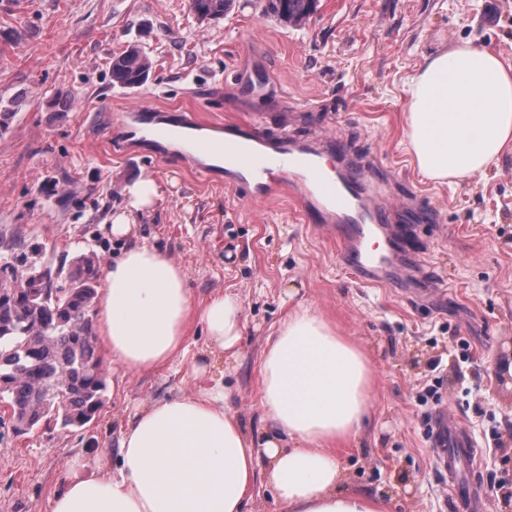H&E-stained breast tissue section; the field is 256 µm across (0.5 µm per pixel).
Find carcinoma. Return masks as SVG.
I'll return each instance as SVG.
<instances>
[{
    "label": "carcinoma",
    "instance_id": "cac0c4a2",
    "mask_svg": "<svg viewBox=\"0 0 512 512\" xmlns=\"http://www.w3.org/2000/svg\"><path fill=\"white\" fill-rule=\"evenodd\" d=\"M234 0H188V9L200 22L224 17ZM265 14L279 22L301 27L318 8V0H261ZM153 62L136 45L112 57V80L138 87L148 78ZM12 259L23 266H37L39 250L25 244ZM100 264L96 256L81 254L70 287L48 292L46 300L36 293L43 281L35 280L30 291L0 301V395L13 417L28 430L47 418L62 429L91 421L103 404L107 370L97 350L93 325L72 328L74 318L90 316L96 297Z\"/></svg>",
    "mask_w": 512,
    "mask_h": 512
}]
</instances>
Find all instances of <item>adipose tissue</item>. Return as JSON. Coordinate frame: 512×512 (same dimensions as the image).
I'll use <instances>...</instances> for the list:
<instances>
[{"mask_svg": "<svg viewBox=\"0 0 512 512\" xmlns=\"http://www.w3.org/2000/svg\"><path fill=\"white\" fill-rule=\"evenodd\" d=\"M405 136L433 180L483 174L512 150V61L469 43L429 57L407 88ZM97 341L115 366L151 373L185 360L204 324L211 354L234 353L241 307L219 293L196 304L184 269L133 246L105 271ZM200 388L128 415L114 460L72 465L50 512H245L257 481L285 512H386L382 498L343 490L338 452L374 410L376 376L362 349L311 308L289 313L261 360V405L277 438L250 439L222 377L195 367Z\"/></svg>", "mask_w": 512, "mask_h": 512, "instance_id": "adipose-tissue-1", "label": "adipose tissue"}]
</instances>
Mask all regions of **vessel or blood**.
Masks as SVG:
<instances>
[{
  "label": "vessel or blood",
  "mask_w": 512,
  "mask_h": 512,
  "mask_svg": "<svg viewBox=\"0 0 512 512\" xmlns=\"http://www.w3.org/2000/svg\"><path fill=\"white\" fill-rule=\"evenodd\" d=\"M126 116L134 121L142 139L181 140L201 176L210 174L206 157H221L232 185L245 188L252 199L288 188L299 206L314 214L317 228L336 236L341 264L361 282L394 287L403 272L412 271V264L400 259L396 242L386 231V208L373 195L366 165L342 170L323 165V157L339 149L340 137L298 140L284 133L271 139L259 118L227 128L220 122H203L192 111L163 122L154 107L146 104L130 107ZM432 441L455 493L462 496V506L478 512L477 482L460 478L461 472L473 471L479 456L471 430L462 422L450 425L440 420Z\"/></svg>",
  "instance_id": "obj_1"
}]
</instances>
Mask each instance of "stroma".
<instances>
[{"mask_svg":"<svg viewBox=\"0 0 512 512\" xmlns=\"http://www.w3.org/2000/svg\"><path fill=\"white\" fill-rule=\"evenodd\" d=\"M462 40L512 59V0H320L301 29L263 16L258 0H235L203 23L187 0H0V236L23 230L64 277L79 254L105 267L147 244L186 271L196 302L237 296V353L212 371L258 440L275 434L261 406V355L288 312L317 310L376 371L373 418L339 454L346 489L383 497L389 512H455L424 424L439 414L462 419L479 441L496 428L477 473L481 508L512 512V399L496 382L512 369V153L485 175L439 182L419 174L404 141L410 77ZM130 44L154 61L136 88L112 81V56ZM246 65L264 71L267 95L238 88L233 75ZM139 102L219 122L257 114L272 137L338 133L373 160L390 223L411 227L420 281L363 285L289 194L252 201L220 167L198 181L177 143L143 140L124 121ZM140 180L156 182L161 198L128 210ZM123 211L133 234L117 238L109 218ZM460 338L466 362L448 351ZM188 343L178 370L110 369L105 403L83 427L19 437L0 413V512H48L69 467L104 460L129 414L197 390L203 324ZM435 375L441 399L421 407Z\"/></svg>","mask_w":512,"mask_h":512,"instance_id":"1","label":"stroma"}]
</instances>
